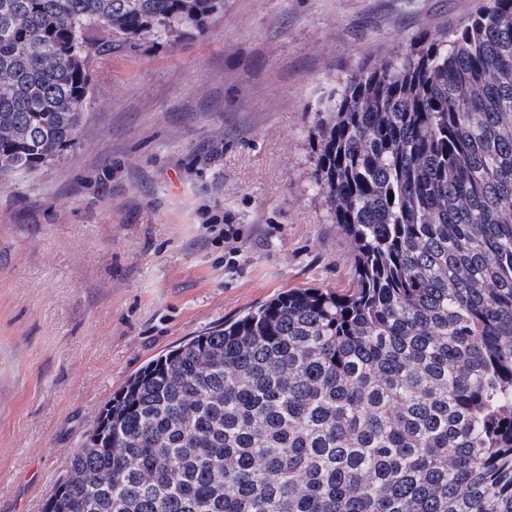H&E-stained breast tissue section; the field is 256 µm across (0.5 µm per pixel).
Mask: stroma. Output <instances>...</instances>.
Wrapping results in <instances>:
<instances>
[{"label": "stroma", "mask_w": 512, "mask_h": 512, "mask_svg": "<svg viewBox=\"0 0 512 512\" xmlns=\"http://www.w3.org/2000/svg\"><path fill=\"white\" fill-rule=\"evenodd\" d=\"M486 4L224 0L203 33L99 59L78 145L0 186V512H42L152 358L288 289L347 286L313 180L319 104Z\"/></svg>", "instance_id": "stroma-1"}]
</instances>
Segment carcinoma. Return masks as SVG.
Listing matches in <instances>:
<instances>
[{"instance_id": "cac0c4a2", "label": "carcinoma", "mask_w": 512, "mask_h": 512, "mask_svg": "<svg viewBox=\"0 0 512 512\" xmlns=\"http://www.w3.org/2000/svg\"><path fill=\"white\" fill-rule=\"evenodd\" d=\"M223 9L0 0V180L78 144L100 56ZM312 137L349 289L148 361L43 512H512V0L351 72Z\"/></svg>"}]
</instances>
